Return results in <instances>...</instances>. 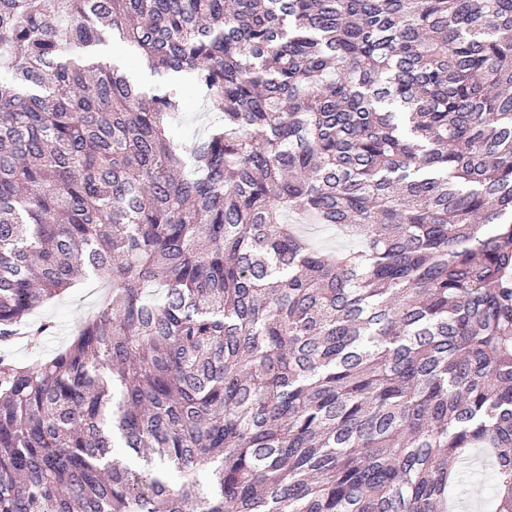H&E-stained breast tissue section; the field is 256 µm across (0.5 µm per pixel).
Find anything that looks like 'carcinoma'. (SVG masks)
I'll use <instances>...</instances> for the list:
<instances>
[{
    "label": "carcinoma",
    "mask_w": 512,
    "mask_h": 512,
    "mask_svg": "<svg viewBox=\"0 0 512 512\" xmlns=\"http://www.w3.org/2000/svg\"><path fill=\"white\" fill-rule=\"evenodd\" d=\"M0 73V512H512V0H0ZM114 52L121 55L122 64L128 73L139 76L145 87H149L162 80L158 75H154L147 69L141 62L140 57L133 50L122 51L119 48H114ZM181 91L184 94L185 109L178 115L173 137L179 145L187 148L196 137L206 132L207 126L220 112V107L205 100L202 95L193 94L188 83L182 85ZM301 229L315 244L325 248L342 246L345 241L336 230L321 224H302ZM108 285L102 279H91L78 288L69 290L60 300L46 304L35 315L37 321H47L52 326L46 336H37L41 353L33 359L23 347L17 350L18 357L25 361L42 360L64 348L72 339L76 325L91 315L99 292ZM490 491V483L483 480L480 483L475 482L469 486L468 490L466 486L461 490V495L467 509L469 510H481L478 512H489L490 502L488 494Z\"/></svg>",
    "instance_id": "carcinoma-1"
}]
</instances>
